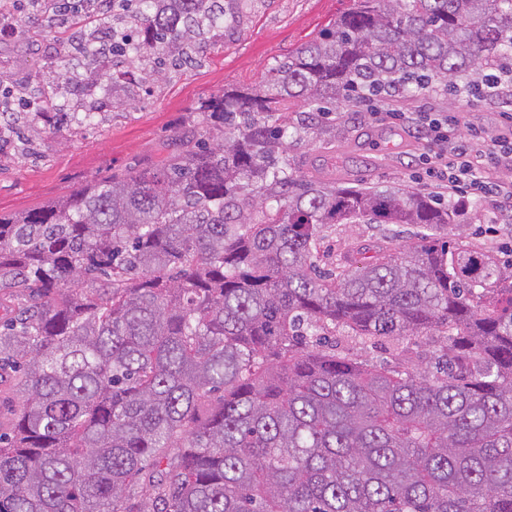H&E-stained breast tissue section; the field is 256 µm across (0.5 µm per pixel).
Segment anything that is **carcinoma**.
Returning <instances> with one entry per match:
<instances>
[{"instance_id": "cac0c4a2", "label": "carcinoma", "mask_w": 512, "mask_h": 512, "mask_svg": "<svg viewBox=\"0 0 512 512\" xmlns=\"http://www.w3.org/2000/svg\"><path fill=\"white\" fill-rule=\"evenodd\" d=\"M121 2L112 50L181 64L244 4ZM510 64L512 0H352L199 106L212 142L0 213V512H512V264L441 237L456 200L306 178L287 143L290 112ZM337 224L422 233L332 259ZM423 335L432 369L399 363ZM338 345L336 352L348 353L353 358H366L371 360L374 364H389L394 365L395 360L391 357V351H389L388 344H377L375 346L366 345L361 342L360 339L351 337L336 336Z\"/></svg>"}]
</instances>
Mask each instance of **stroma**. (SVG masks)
Masks as SVG:
<instances>
[{
    "label": "stroma",
    "instance_id": "35a3bbf8",
    "mask_svg": "<svg viewBox=\"0 0 512 512\" xmlns=\"http://www.w3.org/2000/svg\"><path fill=\"white\" fill-rule=\"evenodd\" d=\"M350 0H257L234 30L207 34V47L190 64L164 69L144 80L141 64L129 57L105 60L72 73L66 45L67 26L36 27L48 9L32 0L17 10L23 27L0 37V75L15 97L34 101L39 119L17 114L19 144L0 143V212L23 213L68 195L93 178L154 168L179 153L183 133L207 138L197 112L200 104L224 89L257 83L276 62L314 38ZM113 73L101 87V72ZM400 112L457 111L461 134L498 127L512 113V95L493 101L450 102L438 88L401 93L385 101ZM91 113L92 122L74 120ZM320 135L294 132L288 157L303 175L322 181L379 189H417L446 196L425 173L423 157L433 147L412 138L395 120L372 117L368 103L349 107L341 116L319 119ZM464 244L512 261V206L491 198L469 199ZM406 224H339L329 230L322 250L338 255L379 239L410 237Z\"/></svg>",
    "mask_w": 512,
    "mask_h": 512
}]
</instances>
